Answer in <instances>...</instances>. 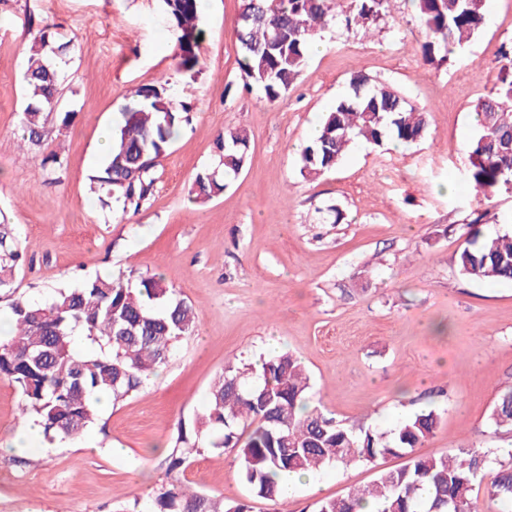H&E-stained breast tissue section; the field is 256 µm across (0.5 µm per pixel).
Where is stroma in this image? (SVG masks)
<instances>
[{"label": "stroma", "mask_w": 512, "mask_h": 512, "mask_svg": "<svg viewBox=\"0 0 512 512\" xmlns=\"http://www.w3.org/2000/svg\"><path fill=\"white\" fill-rule=\"evenodd\" d=\"M240 6L210 0L201 63L184 72L160 0H0V211L27 255L16 295L41 302L99 274H156L201 317L167 366L99 409L86 439L0 460V512H146L168 481L177 422L202 414L225 365L267 355L271 336L306 365L311 405L336 420L384 432L432 408L440 423L424 454L512 455V433L488 420L512 387V282H475L456 266L461 223L478 220L486 236L512 228V193L482 201L467 183L472 106L494 89L512 46V0H485L484 29L438 65L422 60L409 0H392L370 32L328 28L272 103L244 85ZM46 25L77 47L62 66L49 135L32 149L21 139L23 72L29 30ZM357 73L424 108L425 137L359 142L335 169L303 177L302 147ZM162 81L190 105L191 122L157 167L148 203L125 217L90 189L107 157L100 134L138 88ZM239 127L250 135L241 173L223 193L191 202L196 175L215 163V137ZM52 152L60 170L41 164ZM405 462L330 467L315 474L316 490L277 504L253 497L238 459L221 449H203L182 479L251 512H315Z\"/></svg>", "instance_id": "obj_1"}]
</instances>
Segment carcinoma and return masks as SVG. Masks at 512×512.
Here are the masks:
<instances>
[{"instance_id":"1","label":"carcinoma","mask_w":512,"mask_h":512,"mask_svg":"<svg viewBox=\"0 0 512 512\" xmlns=\"http://www.w3.org/2000/svg\"><path fill=\"white\" fill-rule=\"evenodd\" d=\"M425 33L426 64L445 61L467 46L485 27L484 0H410ZM165 18L176 32L177 65L186 71L199 64L204 30L198 0H161ZM391 0H350L344 18L332 0H241L236 35L241 66L249 83L274 102L294 84L307 63L312 43L331 25L367 27L385 20ZM63 51L48 27L32 35L24 80L29 103L21 117L22 140L41 146L46 122L56 110L60 86L53 57ZM499 71L498 85L473 105L478 133L468 146L469 184L480 200L502 189L498 173L512 170V56ZM112 133L103 172L91 179L122 214H138L154 192V172L188 120L168 83L140 88L121 112ZM424 111L391 87L364 75L326 112L315 138L301 151L303 176L318 178L335 168L356 142L385 140L414 143L424 137ZM246 130L224 131L215 139L216 165L196 175L189 194L205 201L228 188L248 156ZM479 219L462 225L465 246L457 255L460 273L476 282L512 281V236L491 240L475 229ZM18 229L0 213V293L12 294L23 261ZM199 315L164 284L161 277L97 276L73 288H60L44 302L21 297L10 303L9 332L0 340V379L15 384L22 411L48 436H83L96 420L98 395L117 404L145 379L168 364L177 342L192 335ZM97 345L94 352L74 347L77 335ZM310 377L302 361L282 353L262 363L228 365L212 382L206 412L190 425L180 421L166 462L178 474L207 447L236 454L252 493L276 502L281 471L305 474L386 455H404L407 463L381 471L368 485L319 502L316 512H356L365 501L377 512H479L473 497L486 472H494L491 497L512 507V464L478 448L420 455L437 428L439 416L421 411L387 432L348 426L319 409L309 408ZM497 429L512 430V388L502 392L490 414ZM147 512H250L245 501H224L191 489L173 478Z\"/></svg>"}]
</instances>
